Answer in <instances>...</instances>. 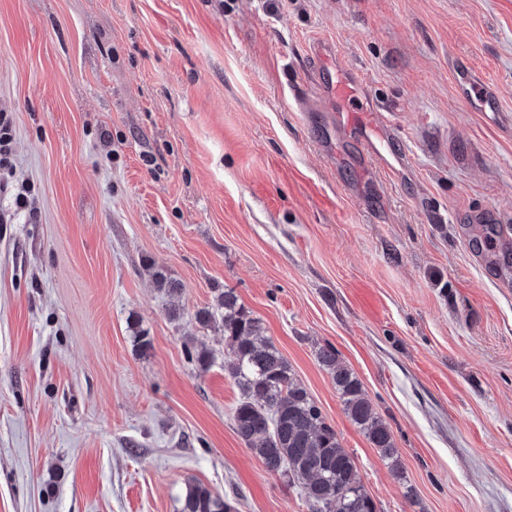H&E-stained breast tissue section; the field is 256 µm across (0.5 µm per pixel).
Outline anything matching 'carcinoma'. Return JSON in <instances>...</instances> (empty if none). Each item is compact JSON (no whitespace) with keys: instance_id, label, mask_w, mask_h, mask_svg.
Returning <instances> with one entry per match:
<instances>
[{"instance_id":"1","label":"carcinoma","mask_w":512,"mask_h":512,"mask_svg":"<svg viewBox=\"0 0 512 512\" xmlns=\"http://www.w3.org/2000/svg\"><path fill=\"white\" fill-rule=\"evenodd\" d=\"M154 277L172 299L169 313L177 316L180 308L174 300L181 288L159 270ZM218 318L229 348L224 371L242 395L234 412L235 431L246 447L267 470L296 481L311 512H377L336 430L325 423L315 400L294 378L287 361L264 334L261 321L246 311L230 288L217 295L215 307L196 313L204 327ZM317 360L331 375L348 418L398 468L393 433L377 415L359 379L329 345L318 349ZM181 512H235V506L206 486L189 482Z\"/></svg>"}]
</instances>
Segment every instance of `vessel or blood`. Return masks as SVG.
<instances>
[{"instance_id":"vessel-or-blood-1","label":"vessel or blood","mask_w":512,"mask_h":512,"mask_svg":"<svg viewBox=\"0 0 512 512\" xmlns=\"http://www.w3.org/2000/svg\"><path fill=\"white\" fill-rule=\"evenodd\" d=\"M311 56L310 75L318 97L337 113L341 127L352 135L371 167L390 174L399 173L406 163V156L395 149L391 129L379 122L370 109L364 78L344 66L332 43H314ZM457 91L477 111L495 112L499 109L495 90L477 72L458 78Z\"/></svg>"}]
</instances>
